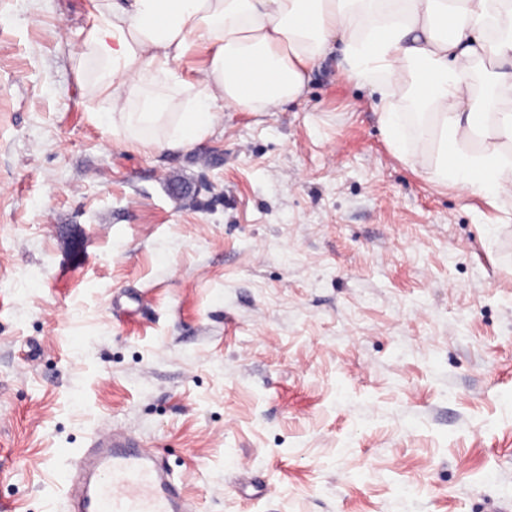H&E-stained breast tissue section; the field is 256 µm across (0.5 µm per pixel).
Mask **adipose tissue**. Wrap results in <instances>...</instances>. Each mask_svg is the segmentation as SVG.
<instances>
[{"label": "adipose tissue", "instance_id": "obj_1", "mask_svg": "<svg viewBox=\"0 0 512 512\" xmlns=\"http://www.w3.org/2000/svg\"><path fill=\"white\" fill-rule=\"evenodd\" d=\"M206 66H173L194 48ZM337 56L379 96L385 137L431 182L489 202L512 197V0H93L76 54L93 67L96 119L118 142L183 148L221 110L298 100Z\"/></svg>", "mask_w": 512, "mask_h": 512}]
</instances>
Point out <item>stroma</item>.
<instances>
[{"label": "stroma", "mask_w": 512, "mask_h": 512, "mask_svg": "<svg viewBox=\"0 0 512 512\" xmlns=\"http://www.w3.org/2000/svg\"><path fill=\"white\" fill-rule=\"evenodd\" d=\"M91 11L0 0V512H68L108 425L196 512H512V199L398 159L333 56L193 148L119 145Z\"/></svg>", "instance_id": "stroma-1"}]
</instances>
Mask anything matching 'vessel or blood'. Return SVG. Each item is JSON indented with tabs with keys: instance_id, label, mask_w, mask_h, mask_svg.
I'll use <instances>...</instances> for the list:
<instances>
[{
	"instance_id": "vessel-or-blood-1",
	"label": "vessel or blood",
	"mask_w": 512,
	"mask_h": 512,
	"mask_svg": "<svg viewBox=\"0 0 512 512\" xmlns=\"http://www.w3.org/2000/svg\"><path fill=\"white\" fill-rule=\"evenodd\" d=\"M68 480L81 486L78 512H195L182 479L112 427L82 450Z\"/></svg>"
}]
</instances>
